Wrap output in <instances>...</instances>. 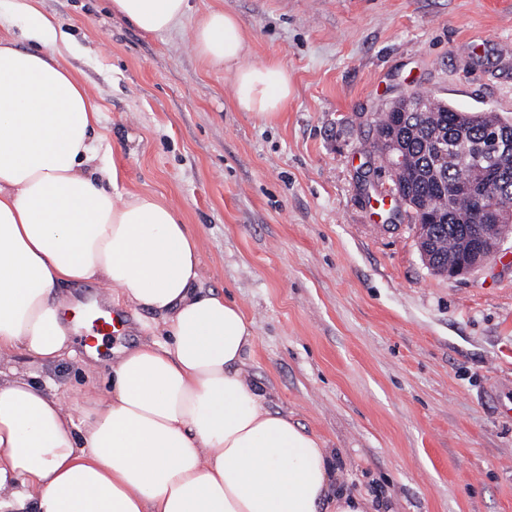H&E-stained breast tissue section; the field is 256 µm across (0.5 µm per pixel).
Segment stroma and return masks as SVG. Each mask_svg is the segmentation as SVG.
<instances>
[{
    "label": "stroma",
    "mask_w": 512,
    "mask_h": 512,
    "mask_svg": "<svg viewBox=\"0 0 512 512\" xmlns=\"http://www.w3.org/2000/svg\"><path fill=\"white\" fill-rule=\"evenodd\" d=\"M189 4L190 20L237 15L250 61L287 66L276 122L233 107L189 24L149 35L109 0H39L101 105L116 194L181 207L201 287L254 323L268 407L325 439L354 489L393 512H512V239L468 276L433 273L369 148L378 115L413 92L512 120V0ZM154 320L127 310L101 358L151 341ZM15 366L62 376L71 404L104 381L76 359L20 352Z\"/></svg>",
    "instance_id": "stroma-1"
}]
</instances>
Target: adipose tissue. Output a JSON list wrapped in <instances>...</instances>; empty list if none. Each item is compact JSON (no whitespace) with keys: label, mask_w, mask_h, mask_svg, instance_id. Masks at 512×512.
<instances>
[{"label":"adipose tissue","mask_w":512,"mask_h":512,"mask_svg":"<svg viewBox=\"0 0 512 512\" xmlns=\"http://www.w3.org/2000/svg\"><path fill=\"white\" fill-rule=\"evenodd\" d=\"M22 50L0 38V512H377L336 485L333 449L271 411L248 371L256 334L235 301L203 290L179 206L113 193L100 107L64 63L63 32L36 6ZM147 34L181 27L188 0H112ZM241 112L275 122L292 94L282 63L248 62V35L212 9L191 30ZM98 284L158 316V341L122 352L79 412L54 380L12 366L72 357L62 288Z\"/></svg>","instance_id":"1"}]
</instances>
